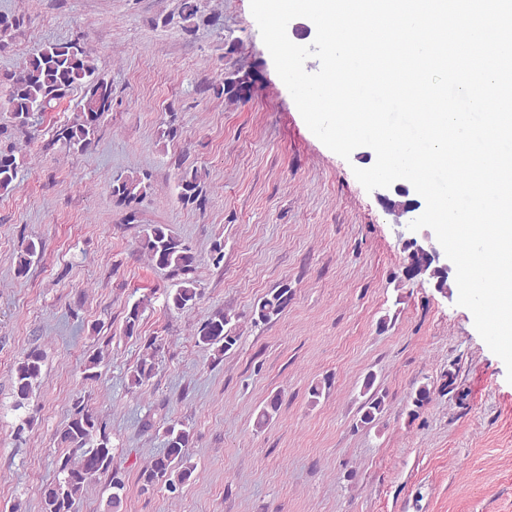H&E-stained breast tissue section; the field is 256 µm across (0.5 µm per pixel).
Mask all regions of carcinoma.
Returning a JSON list of instances; mask_svg holds the SVG:
<instances>
[{
  "mask_svg": "<svg viewBox=\"0 0 512 512\" xmlns=\"http://www.w3.org/2000/svg\"><path fill=\"white\" fill-rule=\"evenodd\" d=\"M180 18L187 22L184 30L193 31L202 18L199 0H182ZM23 24L24 18L19 15L0 16V48L7 46V38ZM6 80L9 84L7 112L12 126L17 130L32 126L35 115L52 108L53 103L71 89H83V104L76 119L56 131V140L75 152H82L89 146L100 119L112 110V83L99 76L91 52L78 39L42 46L30 54L19 72L6 76ZM21 167L22 159L16 155L15 147L11 144L0 145L1 192L13 187ZM202 181L203 176L198 169L182 170L178 180V199L184 206L202 208L205 203ZM150 188V175L147 173L135 177H117L112 180V202L128 208V221L133 222L136 220V205ZM140 248L155 267L167 269L171 276L180 278L178 288L169 294L168 307L178 311L192 309L200 292L196 280L188 277L196 263L191 249L163 224H153L148 228ZM39 252L40 247L35 242L27 243L17 256V275L27 274L33 257ZM292 298V289L286 284L265 295L253 307L257 321L268 322L281 314ZM142 311L140 302L131 307L125 319L126 335H139ZM238 341L232 316L217 312L200 326L196 343L226 353L234 349ZM156 349V339H147V353L130 373L131 385L140 386L153 375ZM42 361V352L33 348L18 362L13 377L17 405H22L39 385ZM383 407V397L372 394L361 407V422H373L376 415L382 413ZM190 439V432L169 427L166 430V451L144 473V481L153 484L163 480L172 491L190 482L194 467L187 463L185 456ZM60 442L68 447V452L58 460V471L63 478L43 489L42 512H74L76 499L85 486L112 470V448L109 447L105 426L96 414L82 404L75 403L71 419L60 434ZM111 484L114 492L107 507L112 512H120L123 501L120 492L124 489V482L114 475Z\"/></svg>",
  "mask_w": 512,
  "mask_h": 512,
  "instance_id": "1",
  "label": "carcinoma"
}]
</instances>
